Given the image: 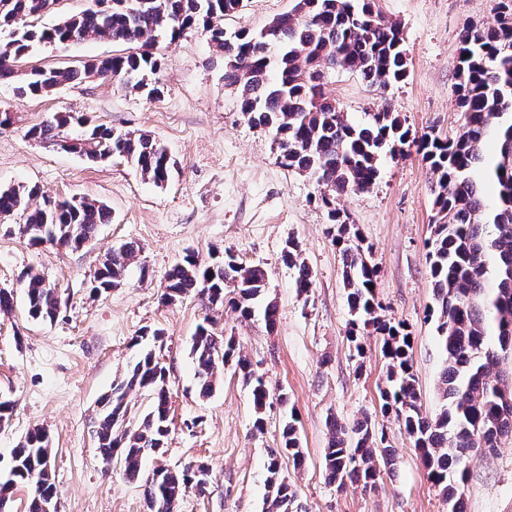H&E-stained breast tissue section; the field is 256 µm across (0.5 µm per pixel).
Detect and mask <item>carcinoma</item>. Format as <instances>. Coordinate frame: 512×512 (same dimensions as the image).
<instances>
[{"mask_svg":"<svg viewBox=\"0 0 512 512\" xmlns=\"http://www.w3.org/2000/svg\"><path fill=\"white\" fill-rule=\"evenodd\" d=\"M58 0H0V80L19 78V95H48L77 82L81 75L119 80L126 89L148 99L161 90L150 83L161 61L147 49L162 35L174 43L190 30L208 34L224 53V83L239 96L241 112L255 126L271 127L282 164L304 173L321 187L319 199L327 213L329 234L343 259V288L350 309L348 339L362 354L360 335L382 337L387 360L382 410L393 414L419 451L430 480L447 498L450 512H463L457 485L466 477L465 459L473 452L493 456L499 440L512 435V417L494 414L508 387L498 371L501 354L512 351V0H498L495 23L466 24L459 36L457 103L462 123L454 138L433 132L411 136L401 119L386 106L357 123L327 95L325 88L338 71L358 74L370 85L386 88L406 72L400 24L387 22L375 10L374 0H293L296 23L271 25L259 33L237 31L224 35V17L235 13L242 0H93L85 10L44 26L41 19ZM89 36L142 47L84 66L33 68L22 76L16 64L36 43L67 46ZM67 120L57 115L29 130L30 138L52 141L90 163L105 164L120 158L135 166L158 186L168 183L174 162L162 163L165 148L147 133H116L103 125L90 128L77 140H66ZM496 136L499 151L489 163L484 143ZM415 143L432 174L431 192L436 211L426 260L432 279V303L427 317L434 321L443 366L438 381L442 405L437 413L423 410L410 355L412 336L384 319L376 301L377 271L369 262L358 235L347 232L349 215L336 199L368 190L378 179L383 153L400 155ZM495 185L493 202L485 199V182ZM35 187L0 189V218L18 216L19 232L33 245L76 250L95 239L111 221L101 201L81 197L43 198ZM139 247L132 242L112 250L94 274L93 289L105 292L121 287L127 267ZM282 261L294 272L296 288L307 293L312 272L288 240ZM267 271L247 266L231 253L208 264L187 252L164 276L162 299L174 302L195 296L209 307L224 306V291L232 289L230 307L243 319L256 315L274 328L277 305L266 297ZM29 317L52 322L61 313L57 289L43 275L28 273L24 282ZM189 355L195 365L201 398L214 390L218 368L229 363L251 387L254 426H264L272 394L264 379L237 353L232 338L219 336L211 321L200 325ZM138 390L149 404L135 425H130L127 397ZM170 432L168 370L151 349L146 350L122 379L99 401L93 421L96 449L107 464L119 457L125 479L144 487L148 512H175L190 487L206 489L209 468L188 465L146 475L142 463L167 444ZM325 448L326 479L338 488L358 484L375 486L379 455L394 465L397 451L377 437L368 415L350 425L329 424ZM282 449L299 469L304 464L294 416L283 423ZM48 436L30 431L13 449L10 469L0 476V489L9 495L20 486L32 488L27 512H45L55 502ZM265 512H289L296 492L280 471L278 457L270 459Z\"/></svg>","mask_w":512,"mask_h":512,"instance_id":"1","label":"carcinoma"}]
</instances>
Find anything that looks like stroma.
<instances>
[{
    "label": "stroma",
    "mask_w": 512,
    "mask_h": 512,
    "mask_svg": "<svg viewBox=\"0 0 512 512\" xmlns=\"http://www.w3.org/2000/svg\"><path fill=\"white\" fill-rule=\"evenodd\" d=\"M292 0H243L224 19V29L262 30L291 9ZM497 0H377L388 22L404 33L407 72L387 89L368 86L359 75H332L328 94L356 120L392 103L406 127L444 137L460 129L454 87L459 34L470 21L492 24ZM124 44L88 38L64 48L35 46L20 63L31 67H78L127 52ZM162 66L163 92L149 100L117 81L84 79L57 92L21 97L12 80L0 81V188L38 185L48 196H84L106 203L112 221L78 250L30 245L12 220H0V289L22 294V277L36 272L57 288L63 310L54 322L30 319L24 303L0 315V400L13 416L0 430V471L11 451L33 429L46 431L53 455L51 475L57 512H147L141 487L127 482L119 463L97 455L92 421L99 398L110 391L139 349L136 336L163 329L156 353L169 370L171 424L159 464L180 469L207 463L205 493L188 489L178 512H265L266 465L281 446V424L295 412L305 462L282 472L297 491L295 512H448L413 443L397 420L382 410L386 381L382 339L363 335L362 351L348 341L350 313L342 285L343 261L327 234L319 188L280 163L271 135L252 125L233 88L224 84V56L208 36L192 31L177 43H153ZM74 121L64 133L82 138L85 115L116 132L145 131L166 147L177 170L166 186L146 180L123 160L94 165L51 143L29 138L49 115ZM431 174L416 150L387 157L369 191L337 199L350 229L370 248L378 271L376 297L391 322L413 336L411 357L425 410H439L441 355L426 309L432 283L426 244L433 225ZM294 240L313 275L299 294L281 251ZM132 242L140 252L121 287L94 293L89 281L113 248ZM201 260L231 252L268 273V296L278 308L275 328L261 318L239 319L231 308L214 312L216 333L233 337L237 350L263 374L272 393L287 404L267 410L263 429L254 426L249 388L233 367L221 368L215 390L199 398L189 344L209 315L193 298L167 304L163 275L186 250ZM369 416L376 433L397 450L393 466L380 469L377 487L337 489L325 480L328 419L350 424ZM458 493L464 512H512V436L497 455L472 454Z\"/></svg>",
    "instance_id": "1"
}]
</instances>
